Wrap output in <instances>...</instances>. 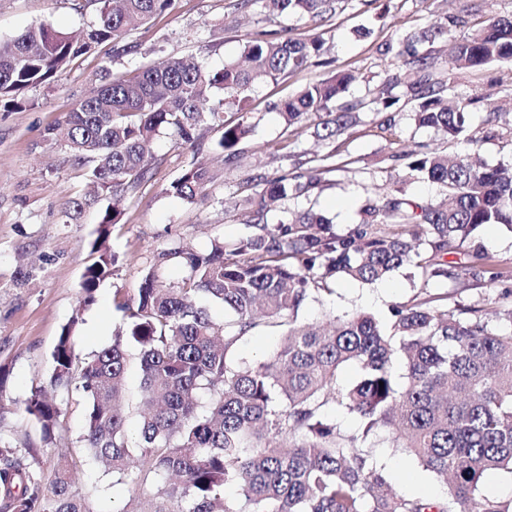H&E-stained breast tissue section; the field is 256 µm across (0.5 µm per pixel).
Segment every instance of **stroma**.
I'll list each match as a JSON object with an SVG mask.
<instances>
[{
  "label": "stroma",
  "mask_w": 512,
  "mask_h": 512,
  "mask_svg": "<svg viewBox=\"0 0 512 512\" xmlns=\"http://www.w3.org/2000/svg\"><path fill=\"white\" fill-rule=\"evenodd\" d=\"M237 2L175 0L170 12L131 33L140 52L114 61L113 72L182 57H202L219 69L240 61L244 43L262 30H284L295 38L320 37L325 52L306 70L250 91L249 150L231 167L210 156L218 177L195 203L167 192L192 162L191 149L168 135L156 138L153 179L120 203L122 218L108 239L117 261L88 307L79 305L80 283L91 260L97 216L90 212L81 223H65L66 203L85 189L84 172L70 150L47 140L44 131L63 122L94 89L93 78L105 53L100 50L81 57L53 82L24 90L19 95L21 107L0 102V365L10 371L0 387V437L20 447L33 446L36 467L43 473L52 472L61 453L77 451L84 423L81 407L68 404L65 433L57 445L47 446L37 422L21 408L31 388L48 385L51 354L64 325L75 322L81 352L110 344L121 320L116 301L135 295L157 251L174 239L203 250L212 239L234 240L244 234L247 215L231 208L230 202L240 196L250 177L299 172L309 158L336 151L344 167L326 174L309 194L279 203L273 216L280 219L312 208L328 217L339 233L360 221L367 199L398 191L417 199H439L440 185L414 177L400 179L393 155L414 150L453 155L460 144L417 125L416 102L407 89L416 72L387 52L386 45L438 24L446 26L443 37L418 46L419 53L434 58V74L442 78L455 40L489 17L512 16V0H492L488 6L483 0H342L332 18L317 23L305 16L271 14L259 2L240 10ZM97 9L96 0L82 10L75 0H0V38L15 36L44 20L76 33L94 23ZM339 71L353 76L345 99L356 107V123L332 145L316 137L321 121L317 115L306 121L301 134L285 131L277 104ZM396 72L402 78L393 90L398 102L388 112H380L375 100L388 75ZM446 98L465 106L473 151L487 164L512 166V63L494 62L480 70L457 72ZM477 251L489 256V273L437 284L435 290L445 296L447 305L481 301L500 306L503 292L512 289V232L498 225L481 227L457 241L448 260L464 266ZM26 269L32 275L24 281L20 273ZM493 271L500 275L494 282L489 279ZM418 288L417 272L409 266L374 285L341 280L334 295L320 303L308 301L301 315L308 322H324L367 310L384 321L392 304L408 301ZM372 446L399 493L433 500L445 497V484L411 457L392 450L386 435L374 438ZM76 486L92 512H143L150 500L140 487L128 480L117 482L111 472L93 462L78 471Z\"/></svg>",
  "instance_id": "35a3bbf8"
}]
</instances>
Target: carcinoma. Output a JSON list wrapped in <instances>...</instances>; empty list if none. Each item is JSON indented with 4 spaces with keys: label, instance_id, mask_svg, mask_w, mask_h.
Here are the masks:
<instances>
[{
    "label": "carcinoma",
    "instance_id": "carcinoma-1",
    "mask_svg": "<svg viewBox=\"0 0 512 512\" xmlns=\"http://www.w3.org/2000/svg\"><path fill=\"white\" fill-rule=\"evenodd\" d=\"M95 23L74 37L50 22L0 39V100L19 107L24 89L51 82L75 59L109 45L99 86L79 101L63 124L48 129L86 169L88 190L69 201L65 223L110 198L136 194L152 178L148 157L155 138L168 134L198 156L167 188L189 203L216 178L205 156L232 165L245 154L250 133L246 102L258 82L276 81L308 68L323 42L260 31L245 42L248 66L211 70L200 60L142 64L128 74L112 62L139 53L130 31L167 13L174 0H95ZM278 15L323 22L336 0H262ZM397 55L417 69L408 85L418 101L415 121L460 139L468 128L463 107L441 105L444 82L432 79L433 63L407 40ZM496 61L512 62V18L492 17L458 40L448 57V78ZM352 75L339 71L311 83L278 111L285 128L323 112L324 140L356 121L344 101ZM234 106L236 120H224ZM221 130L207 143L201 128ZM298 173L256 176L251 192L236 202L248 213V233L216 238L205 252L174 242L159 251L143 275L137 299L121 303L123 326L112 342L88 355L74 341L75 323L62 328L52 351L50 387L80 391L84 415L80 447L108 466L118 480L157 484L167 506L153 512H512V499L479 494L485 478L512 475V306L485 308L458 303L448 309L427 286L459 277L448 249L478 228L512 231V172L463 150L449 158L434 152L402 153L408 173L446 189L438 202L391 194L362 208L363 219L339 234L320 212L307 209L271 221V204L308 194L326 161ZM115 206L100 209L93 262L81 283L82 302L95 300L115 257L109 229L119 223ZM175 262L185 270L177 285L158 270ZM416 269L420 293L391 307L388 321L357 312L327 326L301 320L311 299L335 293L336 281L387 280L403 266ZM219 303L217 321L204 301ZM282 331L273 353L248 363L240 342L257 329ZM139 348L140 393L135 411L139 436L129 444L125 426L127 346ZM403 373L395 375L393 363ZM361 375L337 384L344 367ZM23 412L40 425L42 441L56 442L62 409L41 387L23 400ZM354 415L358 427L343 429L334 414ZM385 430L392 445L424 470L448 481L441 500L398 493L372 455L371 437ZM83 456H60L51 476L0 439V512H93L75 485ZM237 488L230 499L225 490Z\"/></svg>",
    "mask_w": 512,
    "mask_h": 512
}]
</instances>
